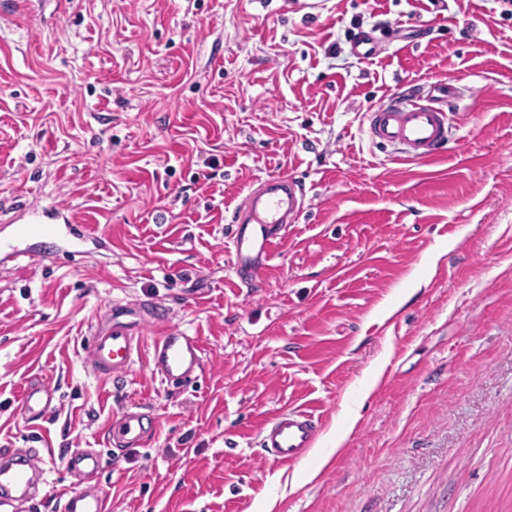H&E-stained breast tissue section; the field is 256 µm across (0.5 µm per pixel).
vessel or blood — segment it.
Returning a JSON list of instances; mask_svg holds the SVG:
<instances>
[{"mask_svg": "<svg viewBox=\"0 0 512 512\" xmlns=\"http://www.w3.org/2000/svg\"><path fill=\"white\" fill-rule=\"evenodd\" d=\"M454 91L448 83L430 86L427 93L390 96L367 115L372 142L397 148L404 159L435 161L444 157L452 139L448 104ZM304 205L302 189L295 179L271 178L249 192L245 202L232 214L235 226L229 254L235 277L244 284L261 278L275 246L281 243L289 225ZM94 234L88 225L60 222L57 207L35 210L14 225L9 239H0V251L13 258L24 257V242L57 246L67 241L71 253L83 255ZM159 326L151 347L149 370L152 376L176 389L194 386L204 369L203 346L197 336L166 323V309L158 303L146 306L115 301L109 305L105 326L84 340L93 372L121 377L130 372L141 346L146 326ZM18 400L27 420L46 419L55 408L56 390L49 383L33 379L20 390ZM319 421L305 407L277 411L259 430V445L265 455L293 464L307 455L318 434ZM155 427L153 412L143 405L122 407L106 429L107 448H77L65 457L74 486L64 488L59 497L60 512H110L107 497L89 486L90 478L103 468L107 450L141 446ZM37 448L0 446V512H33L40 501L37 473L42 470Z\"/></svg>", "mask_w": 512, "mask_h": 512, "instance_id": "1", "label": "vessel or blood"}]
</instances>
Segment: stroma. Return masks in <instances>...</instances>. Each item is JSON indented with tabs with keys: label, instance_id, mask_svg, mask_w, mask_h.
<instances>
[{
	"label": "stroma",
	"instance_id": "obj_1",
	"mask_svg": "<svg viewBox=\"0 0 512 512\" xmlns=\"http://www.w3.org/2000/svg\"><path fill=\"white\" fill-rule=\"evenodd\" d=\"M0 0V227L60 203L89 255L0 259V440L41 436L40 512L70 448H102L123 405L157 425L107 457L112 512H512V16L499 0H72L5 17ZM393 35L363 58L354 33ZM458 99L435 163L375 147L365 115L406 85ZM294 177L304 207L257 286L230 269V215ZM164 302L199 336L197 386L139 358L95 374L84 338L110 300ZM55 386L35 424L20 387ZM329 457L263 456L281 408ZM342 422L335 428H333L327 435L326 440L323 443V447H328L327 454L331 455L339 448H342L350 434L352 433L354 426L358 420V412L353 413L352 411H346L342 414Z\"/></svg>",
	"mask_w": 512,
	"mask_h": 512
}]
</instances>
